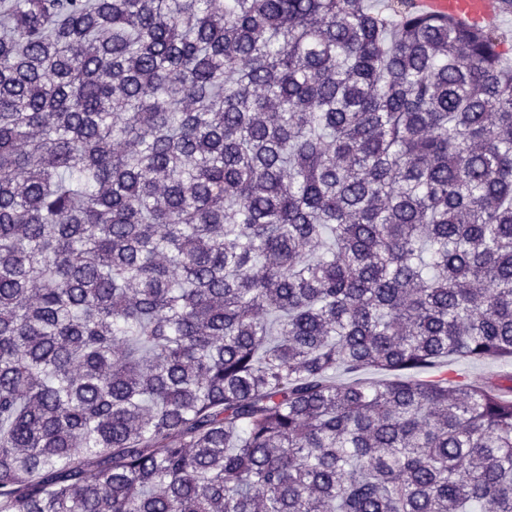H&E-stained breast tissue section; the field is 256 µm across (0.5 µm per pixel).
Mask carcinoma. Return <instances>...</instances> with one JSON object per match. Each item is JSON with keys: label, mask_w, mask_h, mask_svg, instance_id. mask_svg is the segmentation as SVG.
I'll return each mask as SVG.
<instances>
[{"label": "carcinoma", "mask_w": 512, "mask_h": 512, "mask_svg": "<svg viewBox=\"0 0 512 512\" xmlns=\"http://www.w3.org/2000/svg\"><path fill=\"white\" fill-rule=\"evenodd\" d=\"M3 8L0 512H512L505 34ZM440 369L448 371V378L464 383L492 380L509 385L508 380L512 379V361L503 359L463 360L450 357Z\"/></svg>", "instance_id": "cac0c4a2"}]
</instances>
